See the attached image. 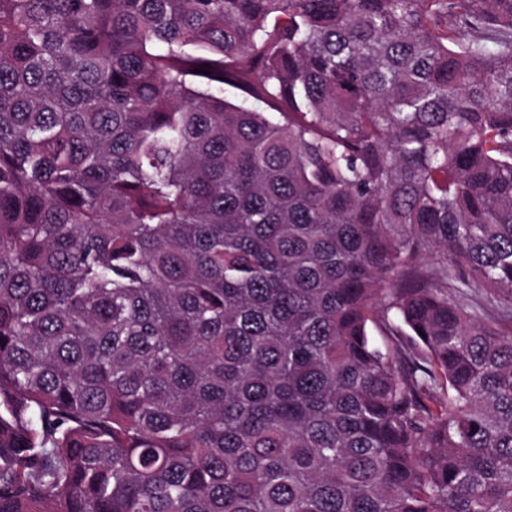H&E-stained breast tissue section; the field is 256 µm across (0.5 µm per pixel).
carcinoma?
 Here are the masks:
<instances>
[{"mask_svg":"<svg viewBox=\"0 0 512 512\" xmlns=\"http://www.w3.org/2000/svg\"><path fill=\"white\" fill-rule=\"evenodd\" d=\"M0 512H512V0H0Z\"/></svg>","mask_w":512,"mask_h":512,"instance_id":"cac0c4a2","label":"carcinoma"}]
</instances>
